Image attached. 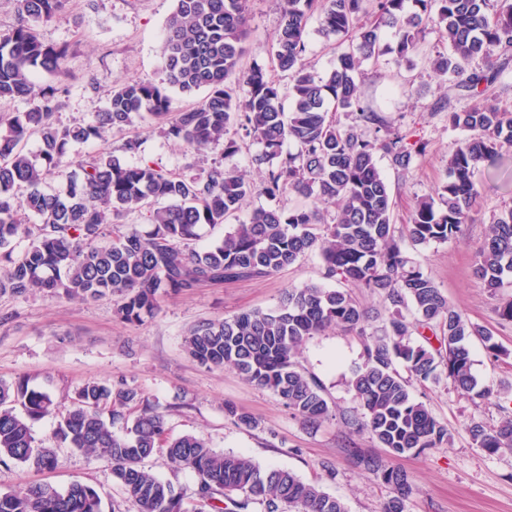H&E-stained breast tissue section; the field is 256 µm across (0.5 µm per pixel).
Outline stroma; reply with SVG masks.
<instances>
[{
    "instance_id": "stroma-1",
    "label": "stroma",
    "mask_w": 512,
    "mask_h": 512,
    "mask_svg": "<svg viewBox=\"0 0 512 512\" xmlns=\"http://www.w3.org/2000/svg\"><path fill=\"white\" fill-rule=\"evenodd\" d=\"M175 0H69L66 10L36 32L47 44L69 48L64 80L67 91L57 119L73 125L91 121L107 104L112 90L127 79L157 82L163 77L161 46L165 23ZM249 35L243 67L271 66V46L280 25V0H250ZM306 59L319 74L334 69L346 48L338 38H325L318 18L308 21ZM448 45L436 26H427L410 60L394 55L365 63L362 90L366 100L390 123L401 126L409 141L425 150L411 169L398 173L387 160L379 166L395 199L394 224L405 233L415 202L435 195L448 179V158L465 131L452 128L448 114L435 104L448 93V82L429 65L447 53ZM139 137L138 152L123 144ZM240 150L225 157L223 145L190 150L155 127L141 123L107 133L103 139L74 145L70 158L80 161L109 151L129 165L141 160L187 177L206 175L216 165L230 163L251 179L264 174L257 157L262 147L238 137ZM477 180L484 191L462 231L444 243L407 244L406 250L433 279L450 305L472 324L491 332L497 345L489 352L471 338L473 372L478 389L466 393L449 379L439 383L412 381L413 396L426 403L448 428V444L398 459L409 475L413 493L406 512H512V449L491 454L471 441L468 427L479 421L495 427L512 417V323L501 320L500 306L512 299V288L490 294L476 283L472 266L488 236L494 217L512 207V144L502 145L494 161L479 165ZM322 262L312 252L295 264L264 278L206 284L189 293L160 299L153 315L127 323L115 314L117 300L55 299L39 293L0 295V381L28 380L30 387L48 393L56 414L33 421L37 444L56 447L54 431L59 415L70 406L74 391L90 380L125 382L139 389L166 419L171 437L202 435L211 448L251 457L263 466L284 468L341 499L348 512H382L389 490L353 466L349 443L372 447L367 433H352L344 423L358 413L347 385L352 369L361 364L357 336L335 328L306 341L298 362L324 384L334 415L316 430L295 418L268 390L245 382L232 367L209 369L192 360L183 348L189 329L204 320L233 316L246 310L278 306L291 288L322 283ZM247 411L252 428L225 418V405ZM58 466L37 472L14 463H0V491L49 482L66 488L75 481L93 486L102 498L103 512H137L115 483L111 461L66 447H56ZM332 464L335 478L322 466Z\"/></svg>"
}]
</instances>
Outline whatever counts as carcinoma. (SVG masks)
<instances>
[{
  "mask_svg": "<svg viewBox=\"0 0 512 512\" xmlns=\"http://www.w3.org/2000/svg\"><path fill=\"white\" fill-rule=\"evenodd\" d=\"M280 2L282 22L272 61L289 75L288 95L264 68H241L249 0H176L164 29L162 82L127 81L112 91L93 121L62 125L56 113L65 89L60 84L38 87L33 78L37 73L65 76L68 48L40 41L33 23L56 18L67 0H17L20 21L0 33V99L25 97L28 108L0 117V294L42 292L81 300L110 294L120 299L117 315L135 323L153 314L168 293L268 276L318 251L323 277L340 278L351 287L293 288L274 309L196 324L184 348L202 366L236 369L243 380L271 391L314 429L331 410L323 383L300 369V349L308 338L336 327L358 336L362 363L352 370L349 385L361 417L345 423L368 433L386 455L355 446L346 452L356 467L388 486L383 512H405L412 483L391 459L447 443L448 428L412 397L396 364H404L421 382L437 383L444 374L455 388L472 392L477 380L467 339L478 337L491 351L497 346L490 332L448 303L406 255L403 242L442 243L460 233L482 190L474 179L476 167L494 160L501 144L512 143L511 110L471 106L458 111L453 105L459 96L495 87L512 66V5L496 10L491 0H374V20L364 22L365 0ZM316 12L323 34L351 43L338 56L336 68L323 76L306 62L307 25ZM430 22L439 26L449 48L431 61L433 70L450 81L440 108L448 110L452 127L469 136L448 159V180L437 198L417 201L403 238L395 235L392 189L377 156L405 172L420 150L363 100L359 76L363 62L376 61L388 50L410 60ZM384 28L393 31L391 45L383 42ZM476 58L482 64L471 65ZM234 74L247 87L243 98L229 83ZM173 89H203L206 95L172 115L168 91ZM329 103L352 122L337 123L327 111ZM137 119L156 124L188 148L222 142L226 157L239 150L236 141L225 139L235 126L262 146L266 175L256 184L227 166L187 178L150 161L128 165L110 152L80 161L71 170L72 145L101 139L106 131L121 130ZM32 137L40 143L36 155L26 151ZM287 141L295 151H283ZM50 176L65 179L66 189L46 191ZM289 190L312 205L255 208L219 242L202 250L189 247L204 227L226 224L253 194L275 199ZM161 200L168 205L157 206ZM322 205L336 207L330 224ZM144 209L150 220L146 230L111 224L114 216ZM31 216L38 223H29ZM21 237L29 245L16 255L12 243ZM474 276L493 294L512 284V207L494 219L477 253ZM354 288L381 297L385 315L369 316ZM409 309L411 320L405 314ZM415 330H428L431 336L417 343L412 340ZM56 408L49 394L24 379L0 382V463L54 470L56 452L36 444L31 422ZM224 414L238 425L256 426L233 405H225ZM469 434L473 444L490 453L511 449L512 419L496 429L474 422ZM56 438L110 460L113 478L138 512H348L343 501L290 470L216 451L200 436L169 437L163 415L126 384L84 383L58 421ZM157 453L195 473L191 506L171 482L144 465ZM0 512L102 509L99 494L87 484L51 490L49 483L40 482L0 492Z\"/></svg>",
  "mask_w": 512,
  "mask_h": 512,
  "instance_id": "obj_1",
  "label": "carcinoma"
}]
</instances>
